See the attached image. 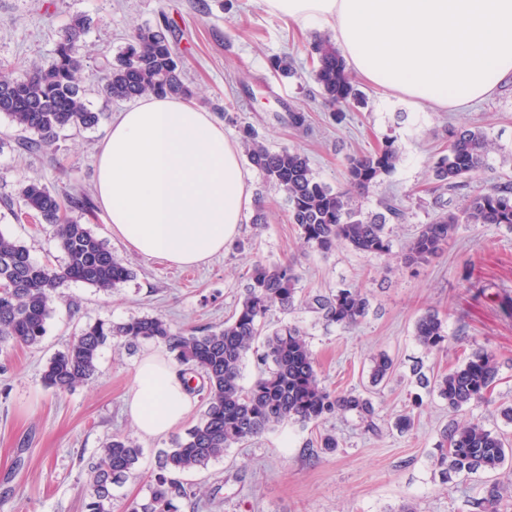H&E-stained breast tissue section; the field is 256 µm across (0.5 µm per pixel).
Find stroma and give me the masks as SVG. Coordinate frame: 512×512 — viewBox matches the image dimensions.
<instances>
[{"label":"stroma","instance_id":"stroma-1","mask_svg":"<svg viewBox=\"0 0 512 512\" xmlns=\"http://www.w3.org/2000/svg\"><path fill=\"white\" fill-rule=\"evenodd\" d=\"M77 15L90 21L75 44L89 74L116 60L136 29L168 19L185 81L195 92L193 102L221 118L225 137L241 143L239 127L250 124L270 150H303L315 176L333 189L345 186L347 156L393 141L400 163L360 205L364 217L373 218L384 214L389 200L404 210L405 219L390 227L393 257L363 255L344 245L320 254L302 247L297 226L288 221L284 194L253 169L249 184L263 203L264 223L245 221L222 254L199 266L177 267L130 250L113 236L100 209L81 215V223L133 276L109 294L68 283L38 345L0 346V512H84L91 466L115 434L142 450L134 473L114 490L116 512L143 501L158 455L171 440L140 436L123 405L137 362L157 351V344L105 346L96 377L60 395L42 384L47 360L97 319L123 323L159 316L176 330L223 325L245 293L252 266L287 261L301 275L299 298L294 309L273 308L267 328L300 325L328 386L370 389L382 432L364 433L350 414L318 425L289 424L229 449L207 468L184 474V482L199 497L216 498L211 512H475L472 500L485 473L445 482L430 456L441 429L453 419L483 420L512 442V423L501 415L512 405V230L461 225L447 247L415 271L402 267L395 255L439 208L464 202L462 195L432 191V167L446 152L449 128L482 130L494 145L469 191L512 181V84L462 112L414 110L366 84V106L347 108L343 119H336L313 95L310 64L314 40L330 37V30L288 23L267 12L261 0H0V68L23 78L29 66L51 57ZM285 55L294 59L297 76L272 69L271 59ZM83 87L89 109L102 115L100 123L62 128L40 152H26L21 146L26 132L0 116V233L52 266L64 262L52 227L16 219L1 200L17 198L31 182L61 197L95 198L96 156L127 104L106 100L90 78ZM299 111L306 113L307 125L298 131L289 126L288 115ZM350 283L370 301L357 326L327 322L309 307L312 296ZM428 310L447 326V350L428 351L415 340V323ZM480 347L495 351L500 362L493 402L450 412L418 378L445 373ZM382 352L393 359L395 370L373 387L370 360ZM417 396L422 403L415 409L411 401ZM408 411L415 426L399 432L393 422ZM328 431L340 443L332 453L319 448L321 434Z\"/></svg>","mask_w":512,"mask_h":512}]
</instances>
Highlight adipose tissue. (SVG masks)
I'll use <instances>...</instances> for the list:
<instances>
[{
  "label": "adipose tissue",
  "mask_w": 512,
  "mask_h": 512,
  "mask_svg": "<svg viewBox=\"0 0 512 512\" xmlns=\"http://www.w3.org/2000/svg\"><path fill=\"white\" fill-rule=\"evenodd\" d=\"M302 26L333 30L353 71L411 106L460 110L512 83V0H262ZM224 125L183 98L143 96L120 113L97 161L113 235L144 256L203 263L232 240L254 201ZM194 400L179 367L145 355L126 399L145 437L169 435Z\"/></svg>",
  "instance_id": "obj_1"
}]
</instances>
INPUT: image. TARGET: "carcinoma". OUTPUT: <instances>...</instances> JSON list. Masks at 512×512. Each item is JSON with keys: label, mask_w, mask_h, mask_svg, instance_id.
I'll list each match as a JSON object with an SVG mask.
<instances>
[{"label": "carcinoma", "mask_w": 512, "mask_h": 512, "mask_svg": "<svg viewBox=\"0 0 512 512\" xmlns=\"http://www.w3.org/2000/svg\"><path fill=\"white\" fill-rule=\"evenodd\" d=\"M86 20L72 19L53 56L17 79L0 72V115L35 137L24 149L41 150L66 127H92L99 113L88 109L80 83L84 65L74 45L84 33ZM311 57L318 92L329 107L363 101L354 77L336 45L326 38L314 41ZM111 100L130 101L144 95H169L191 99L193 90L183 77L182 61L165 30L137 29L117 62L93 74ZM251 165L262 179L285 195L288 221L298 227L304 247L327 253L338 243L367 255L392 252L384 221L361 218L358 201L381 176L401 160L398 148L387 141L372 153L351 156L345 176L347 188L335 191L317 180L306 154L298 149L272 151L257 141L250 126L242 128ZM492 144L480 130H448L447 153L433 166V177L450 192L468 186V180L485 163ZM24 207L53 227L54 237L65 254L60 269L35 262L24 245L0 233V345L31 346L46 334L60 289L81 282L108 294L130 279L132 270L112 255V249L91 229L68 215L71 210H92L89 198L69 196L62 200L40 183L20 189ZM496 225L512 229V182L506 181L467 197L462 207L442 211L418 231L401 251L406 267L419 266L448 245L459 225ZM244 297L224 325L175 331L162 317L152 316L112 324L87 323L62 351L45 365L42 383L64 393L87 383L98 372L102 348L116 340L134 346L141 341L162 344L179 365L201 375L205 410L171 448L160 453L158 470L148 485L144 503H131L125 512H198L201 499L179 476L206 467L224 457L236 445L259 437L287 423L319 424L338 414H352L364 431L381 433L372 400L355 391H336L327 386L317 370L307 337L297 324H284L264 333L272 308L294 307L300 274L292 263L257 264L248 276ZM312 308L341 327L356 326L369 311V299L356 286H346L331 296H315ZM415 339L423 348L440 351L448 344L444 321L428 311L416 321ZM253 354L264 370L246 387L243 364ZM393 372V360L385 353L371 359L370 378L379 384ZM499 373L496 355L477 350L434 381L420 377L423 386L433 385L438 396L457 412L465 406L488 401ZM142 449L115 434L100 448L93 467L85 512H113L112 488L121 485L134 469ZM512 459V445L501 433L478 419L450 422L440 431L431 456L443 479L448 475L478 471L495 473ZM506 489L496 481L483 484V493L472 501L475 512H502Z\"/></svg>", "instance_id": "obj_1"}]
</instances>
